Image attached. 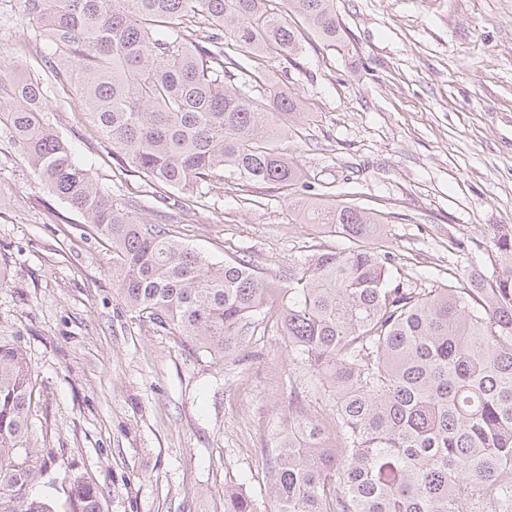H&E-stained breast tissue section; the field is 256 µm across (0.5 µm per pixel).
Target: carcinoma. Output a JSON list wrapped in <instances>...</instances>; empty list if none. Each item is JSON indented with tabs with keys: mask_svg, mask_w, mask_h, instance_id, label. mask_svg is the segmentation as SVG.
<instances>
[{
	"mask_svg": "<svg viewBox=\"0 0 512 512\" xmlns=\"http://www.w3.org/2000/svg\"><path fill=\"white\" fill-rule=\"evenodd\" d=\"M27 41L0 56V124L37 179L112 249V286L132 317L218 361L273 336L290 362L262 461L264 493L224 485V512H512V232L492 237L491 281L448 269L411 284L381 214L306 185L277 141L308 116L274 78L251 93L224 38L251 60H292L305 34L341 38L334 0H21ZM37 54L78 96L112 156L187 211L227 172L290 198L299 224L350 242L276 277L244 258L218 265L123 202L77 160L56 128L48 86L21 72ZM32 368L0 337V512H56L29 498L46 461L31 447ZM68 512H104L99 488L64 471Z\"/></svg>",
	"mask_w": 512,
	"mask_h": 512,
	"instance_id": "cac0c4a2",
	"label": "carcinoma"
}]
</instances>
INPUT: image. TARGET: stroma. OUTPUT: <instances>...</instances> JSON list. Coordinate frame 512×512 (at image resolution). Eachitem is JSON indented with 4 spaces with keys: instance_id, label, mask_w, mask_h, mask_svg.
<instances>
[{
    "instance_id": "35a3bbf8",
    "label": "stroma",
    "mask_w": 512,
    "mask_h": 512,
    "mask_svg": "<svg viewBox=\"0 0 512 512\" xmlns=\"http://www.w3.org/2000/svg\"><path fill=\"white\" fill-rule=\"evenodd\" d=\"M342 40L308 37L267 75L307 101L292 152L312 185L385 213L388 236L427 285L449 269L496 275L493 234L512 230V0H336ZM61 136L114 199L139 192L144 218L212 262L248 257L274 276L348 242L297 224L281 197L215 177L197 215L143 192L81 110L58 101ZM52 203L57 223L44 219ZM110 253L83 217L50 199L0 127V336L36 380L32 443L56 471L106 492L104 512H224V484L263 489L260 450L290 365L273 338L215 362L132 319Z\"/></svg>"
}]
</instances>
